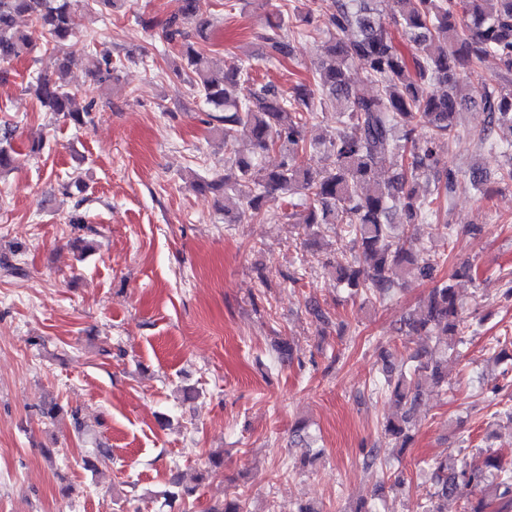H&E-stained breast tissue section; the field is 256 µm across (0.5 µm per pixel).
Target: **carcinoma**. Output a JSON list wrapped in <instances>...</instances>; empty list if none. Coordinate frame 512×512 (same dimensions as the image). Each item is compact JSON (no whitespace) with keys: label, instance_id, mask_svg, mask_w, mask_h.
Returning a JSON list of instances; mask_svg holds the SVG:
<instances>
[{"label":"carcinoma","instance_id":"1","mask_svg":"<svg viewBox=\"0 0 512 512\" xmlns=\"http://www.w3.org/2000/svg\"><path fill=\"white\" fill-rule=\"evenodd\" d=\"M369 2L333 0L317 29L321 53L312 77L287 91L256 84L251 65L241 60L226 62L221 74L213 73L199 45L207 39L211 21L199 15L197 0H179L163 33L167 42L180 46L172 75L212 107L210 124L224 146V172L197 179L198 189L237 196L242 212L254 220L268 218V195L303 194L304 202L291 203L286 219L313 246L324 239V231L341 226L350 251L326 259L325 267L337 282L383 301L411 270L423 280L436 278L437 262L427 256L416 234L394 236L389 216L395 212L403 225L413 228L439 212L440 198L454 191L456 174L441 166V148L457 133L464 83L489 57L497 72L479 88L482 109L488 123L512 130V0H395L398 16L391 23ZM81 3L87 12L104 15L121 10L125 0H0V64L28 56L39 42L53 50L49 66L25 90L47 111L78 126L87 122L94 103L79 105L68 80L72 60L55 50L74 35ZM316 4L307 0L300 7L294 0H281L265 15L260 38L267 58L291 57L285 31L310 32ZM21 18L31 22L33 33L20 29ZM398 27L406 37L405 50L396 39ZM355 63L364 66L377 91L354 80ZM113 71L112 57L105 53L91 75L106 83ZM433 83L446 91L431 94ZM318 94L323 101L319 113L314 110ZM330 117L340 127L331 125L312 141L305 138L309 122ZM240 141L249 145V154L235 149ZM317 150L328 153L333 164L313 173L299 157ZM271 152L279 154V161L270 167L262 159ZM395 153L405 155V163L389 179L379 180L384 158ZM16 161L12 134L6 132L0 136V177L14 170ZM467 330L455 288L436 283L399 332L425 336L443 347L415 351L409 367L381 352V382L372 393L390 396L400 410L382 422V431L398 447H407L412 439L421 382L437 387L447 383L448 355L457 352ZM429 481L424 512H447L450 499L462 502L461 512H512V468L492 452L439 458L429 467Z\"/></svg>","mask_w":512,"mask_h":512}]
</instances>
